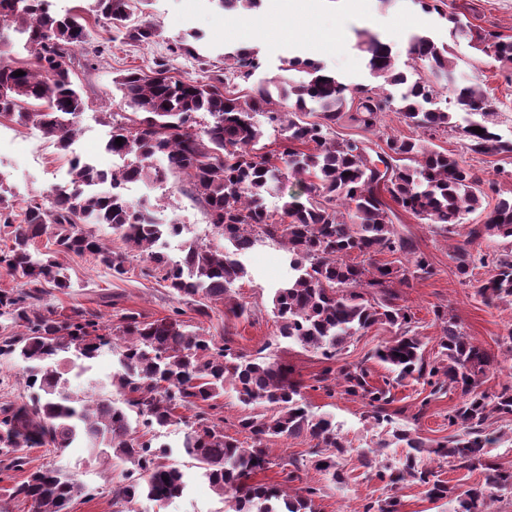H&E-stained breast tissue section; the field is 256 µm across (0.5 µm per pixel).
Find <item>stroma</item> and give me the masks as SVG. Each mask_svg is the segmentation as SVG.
Returning <instances> with one entry per match:
<instances>
[{
    "mask_svg": "<svg viewBox=\"0 0 512 512\" xmlns=\"http://www.w3.org/2000/svg\"><path fill=\"white\" fill-rule=\"evenodd\" d=\"M144 11L159 32L153 41L138 44L119 37L101 56H94L88 46L74 53L73 80L86 102L78 122L76 145L88 162L105 170L112 167V156L106 150L112 132L111 115L121 109L114 77L132 70L151 72L156 59L164 57L170 61L172 75L197 78L203 70L223 69L225 53L244 46L258 53L261 66L252 76L256 82L281 86L287 80L299 79V72L284 71V63L293 57H309L350 88L375 89L378 80L372 77L366 59L353 48L363 32L387 42L400 64L408 59V40L413 33H427L436 42L448 45L457 61L455 82L481 83L502 114V133H512V79L493 58L474 50L468 39L451 36L447 20L448 14L455 13L475 30L512 35V0H440L437 10L429 13L414 0H363L358 14L349 10L346 0H261L257 8L247 12L223 10L215 0H149ZM436 143L461 157L483 177L496 180L505 195H512V155L472 153L462 137L452 131L438 136ZM68 170V154L58 150L40 130L6 120L0 122V172L14 190L11 204L15 216H22L28 200H48L51 185L65 178ZM123 193L131 201L150 202L160 222L182 224V233L170 241V258H179L193 243L220 245L204 206L190 194L185 177L171 175L163 186L135 182L125 185ZM483 220V213L474 212L466 223L446 234L400 213V227L414 238L434 268L431 277L416 281L402 294L401 302L411 307L424 354L430 359L436 355L442 334L435 309L455 315L468 335L498 361L482 383L483 390L493 393L512 383V358L505 357L502 347L504 337L512 333V304H484L476 295L473 282L457 276L449 257L453 246L467 241L469 225ZM59 261L71 286L64 290L47 286L45 295L46 302L59 310L84 307L97 311L109 323L113 317L107 300L112 296L119 297L121 307L151 320L168 316L174 305L163 283L141 274L140 264H133L128 274L116 278L87 255H63ZM245 265L247 274L236 283L233 292L239 302L251 309L250 317L236 318L218 307L208 318L186 312V320L215 340L231 336L240 353L251 357L270 355L291 365L295 378L307 386L305 397L312 411L333 419L351 448L343 461L349 479L342 487L313 467L300 471V484H312L321 490L315 500L317 512H355L362 502L387 496L394 490L374 475L364 473L357 461L361 450L377 447L386 438L387 426H376L366 418V409L358 398L312 389L314 376L324 366L320 355L278 333L270 311L271 286L289 273L286 251L273 242L258 243ZM394 335L389 326L375 325L354 336L340 352L338 361L364 364L370 371L371 384L381 385L389 372L374 359L373 352ZM393 395L395 401L390 410L396 425L430 440L448 436V413L457 404V396H430L428 387L412 379L397 385ZM424 400L429 403L427 412L422 419H415L416 408ZM184 432V425L173 424L157 432L156 440L165 445L170 461L179 463L185 471V493L165 504L141 499L137 504L139 512H224L222 498L183 455ZM27 455L32 466L54 464L88 489V497L75 500L71 512H112V486L126 471L121 461L93 460L88 449L76 446L58 453L32 448ZM394 492L403 502V512H448L447 501L430 500L424 486L406 482Z\"/></svg>",
    "mask_w": 512,
    "mask_h": 512,
    "instance_id": "stroma-1",
    "label": "stroma"
}]
</instances>
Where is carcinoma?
Instances as JSON below:
<instances>
[{
    "mask_svg": "<svg viewBox=\"0 0 512 512\" xmlns=\"http://www.w3.org/2000/svg\"><path fill=\"white\" fill-rule=\"evenodd\" d=\"M137 1L145 2L97 0L98 12L125 39L149 43L158 36L155 26L146 19L130 23ZM449 22L454 35L470 39L476 51L512 72V37L474 31L457 16ZM92 30L79 11L55 14L47 0H0V44L10 45L14 32L23 37L32 58L20 67L0 50V119L31 124L68 151L85 109L71 76L72 51L97 41ZM355 47L367 54L382 85L396 92L354 91L314 61L288 60L287 69L298 68L306 78L283 89L292 103L275 109L268 84H254L245 92L234 88L235 79L247 80L260 68L253 50L236 51L224 58V72L207 70L199 78L172 76L169 61L159 60L151 76L130 71L115 79L132 117L112 119L106 150L123 154L128 159L124 167L106 172L70 161L71 189L56 191L47 204L30 200L19 224L0 174V232L11 240L0 249V269L20 281L18 288L0 289V320L16 328L0 337V357L28 363L24 381L29 391L0 402L1 474L25 470L29 448L55 452L80 443L128 464L122 481L112 487L117 512H135L131 505L142 497L173 500L185 490L184 473L153 440L154 432L183 420L178 413L183 408L194 414L183 420L182 448L224 497V512H316L320 488L306 484L289 492L256 476L276 465L271 439L303 435L314 442L310 465L342 480L338 458L347 448L332 419L310 411L306 385L281 360L248 359L231 339L217 342L181 319L185 305L200 317L210 316L217 303L236 318L248 314L246 305L232 301V288L247 274L241 257L267 239L284 246L293 271L273 288L272 314L280 336L321 354L326 366L315 377L316 388H339L360 398L377 425L392 423L391 390L407 377L430 387L431 396L448 392L459 397L448 412L447 437L429 444L408 429L393 431L396 442L408 448L399 473L382 469L379 456L390 447L385 442L359 454L362 467L393 489L412 481L428 487L434 501L453 496L458 503L454 512H491V502L512 494V469L488 456L501 440L489 432L488 419L493 413L512 418V387L494 394L480 389V377L495 358L441 309L434 311L443 324L439 351L435 359H425L415 314L399 300L401 289L431 276L433 267L412 238L396 228L387 203L390 199L421 223L446 232L465 223L489 194L497 195L483 223L470 225L466 240L453 247L451 259L464 279L478 262L493 266L495 275L476 293L489 304L511 303L512 197L500 196L496 182L439 149L433 139L455 131L470 151L496 155L512 154V138L499 132L498 113L478 83H453L454 56L448 46L414 36L406 69L396 65L390 46L377 38L362 39ZM418 62L426 73L418 71ZM19 70L25 75L15 76ZM441 80L451 86L453 111L438 105L434 85ZM387 112L400 115L418 135L390 136L380 149L367 138H333L337 125L350 121L370 131ZM200 113L210 121L197 129ZM259 115L265 122L256 120ZM266 125L282 139V149L272 156L256 154ZM118 137L123 138L120 146ZM158 155L170 159L169 168L152 165ZM176 173L186 177L212 229L231 248L192 244L178 261L156 250L155 243L165 234L180 233V226L155 223L147 206L128 201L117 187L131 180L163 184ZM290 175L298 177V189L288 193ZM103 183L111 190L89 191ZM268 197L280 198L282 205L270 210ZM84 224L106 225L123 246L108 247ZM47 233L52 249L32 250L34 240ZM485 236L501 238L508 247L476 259L468 245ZM70 253L93 256L115 277L141 261V273L166 282L176 306L154 320L122 309L115 324L100 322L83 307L61 313L44 302V284L71 287L58 261V255ZM379 254L395 260L377 262ZM378 324L397 334L374 352L392 373L375 386L362 365L337 367L335 362L354 336ZM105 348L120 349L122 370L111 381L117 400L97 396L73 378L87 372ZM227 385L241 403L261 408L238 421L239 432L251 440L247 447L224 432V418L218 416L216 399ZM130 410L140 416L139 432L131 427ZM424 451L456 469L481 471L483 482L454 496V488L418 463ZM87 495L83 484L52 464L30 469L25 480L8 489V497L23 498L31 512H69L74 500ZM401 507L392 493L366 502L362 512H401Z\"/></svg>",
    "mask_w": 512,
    "mask_h": 512,
    "instance_id": "obj_1",
    "label": "carcinoma"
}]
</instances>
